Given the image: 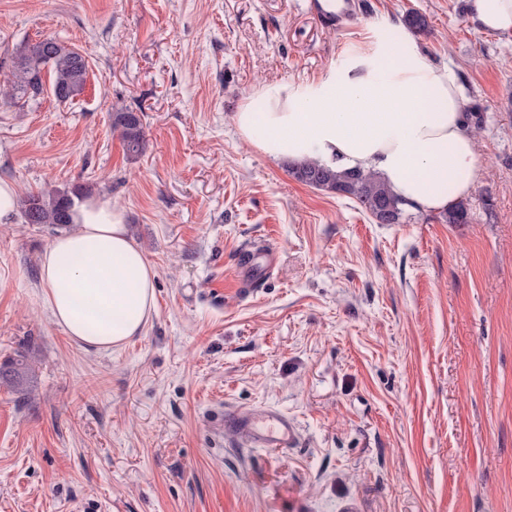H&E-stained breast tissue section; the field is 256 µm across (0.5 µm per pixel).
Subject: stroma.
<instances>
[{"instance_id":"35a3bbf8","label":"stroma","mask_w":512,"mask_h":512,"mask_svg":"<svg viewBox=\"0 0 512 512\" xmlns=\"http://www.w3.org/2000/svg\"><path fill=\"white\" fill-rule=\"evenodd\" d=\"M356 2L337 29L315 0H0V83L27 42L89 62L74 99L0 98V179L107 199L157 273L144 330L90 348L41 299L56 229L0 223V363L35 356L30 398L0 385V512H512V33L468 0ZM412 11L476 137L466 224L375 223L233 122ZM229 409L284 413L299 442L243 446ZM144 114L141 110L121 108L112 114V130L119 133L125 150L131 157L141 155L147 146Z\"/></svg>"}]
</instances>
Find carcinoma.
<instances>
[{"instance_id": "cac0c4a2", "label": "carcinoma", "mask_w": 512, "mask_h": 512, "mask_svg": "<svg viewBox=\"0 0 512 512\" xmlns=\"http://www.w3.org/2000/svg\"><path fill=\"white\" fill-rule=\"evenodd\" d=\"M49 69L51 89L60 101L69 100L84 88L88 63L85 56L53 39H43L18 49L12 61L13 79L4 97L17 95L36 98L44 92L42 72ZM144 114L133 108H121L112 113V130L119 133L130 156L141 155L147 146ZM288 173L296 180L317 189L327 190L354 200L378 224H401L409 218L411 204L396 197L374 173L348 171L338 173L317 161L288 165ZM85 189L77 185L70 191L29 192L20 199V208L27 224L65 226L71 223L74 200L83 197ZM448 224H467L470 214L465 203L458 201L442 215ZM32 356L20 352L0 365V381L12 389L20 388L31 379Z\"/></svg>"}]
</instances>
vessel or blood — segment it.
<instances>
[{
	"mask_svg": "<svg viewBox=\"0 0 512 512\" xmlns=\"http://www.w3.org/2000/svg\"><path fill=\"white\" fill-rule=\"evenodd\" d=\"M224 423L242 440L258 448H288L299 440L293 422L272 410H235L225 414Z\"/></svg>",
	"mask_w": 512,
	"mask_h": 512,
	"instance_id": "vessel-or-blood-1",
	"label": "vessel or blood"
}]
</instances>
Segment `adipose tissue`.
<instances>
[{"mask_svg": "<svg viewBox=\"0 0 512 512\" xmlns=\"http://www.w3.org/2000/svg\"><path fill=\"white\" fill-rule=\"evenodd\" d=\"M470 16L485 31H511L512 0H471ZM374 39L373 51L317 80L260 87L235 113L237 130L268 158L370 171L416 209L445 211L470 194L479 170L461 87L410 44L381 30ZM71 223L40 258L43 300L74 339L120 344L152 312L156 272L109 201H76Z\"/></svg>", "mask_w": 512, "mask_h": 512, "instance_id": "ef3b65f1", "label": "adipose tissue"}]
</instances>
